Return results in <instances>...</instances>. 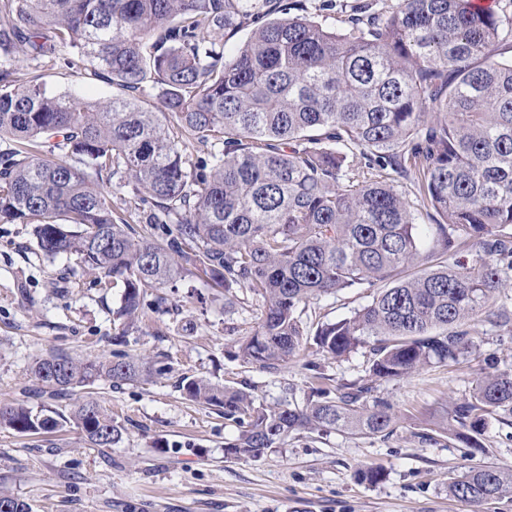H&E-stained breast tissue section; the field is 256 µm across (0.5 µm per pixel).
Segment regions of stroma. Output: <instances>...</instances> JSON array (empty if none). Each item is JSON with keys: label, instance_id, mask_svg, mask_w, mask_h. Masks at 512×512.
<instances>
[{"label": "stroma", "instance_id": "stroma-1", "mask_svg": "<svg viewBox=\"0 0 512 512\" xmlns=\"http://www.w3.org/2000/svg\"><path fill=\"white\" fill-rule=\"evenodd\" d=\"M47 88L106 99L116 90L90 71L50 63ZM233 316L224 292L184 277L149 293L132 330L116 315L121 291L77 256L48 259L33 225L0 223V407L24 402L69 414L74 398L51 397L35 381L36 359L67 354L83 360L128 356L149 363L150 377L99 379L95 397L123 427L122 441L94 447L74 427L21 434L0 425V488L32 512H512V496L474 506L448 494L470 450L448 429L455 403L489 372H512V324L485 326L453 366L434 364L403 379L379 380L375 394L396 415L384 438L331 431L295 432L260 458L227 454L237 422L183 394V377L238 387L249 384L268 406L304 404L313 393L361 382L369 349L339 358L305 350L276 371L238 355L262 309L242 291ZM346 290L311 300L307 324L333 323L366 304ZM484 458L512 470V426L486 421ZM374 468L378 482L361 477Z\"/></svg>", "mask_w": 512, "mask_h": 512}]
</instances>
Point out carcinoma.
Masks as SVG:
<instances>
[{"instance_id":"cac0c4a2","label":"carcinoma","mask_w":512,"mask_h":512,"mask_svg":"<svg viewBox=\"0 0 512 512\" xmlns=\"http://www.w3.org/2000/svg\"><path fill=\"white\" fill-rule=\"evenodd\" d=\"M343 23L298 0H0V222L35 225L48 258L76 254L111 278L127 327L148 291L177 278L223 288L226 311L245 289L262 311L239 354L271 372L306 348L309 301L369 297L315 331L316 352L332 357L373 339L368 378L334 399L267 407L249 385L185 379L190 400L249 419L229 446L239 458L297 431L389 435L392 407L366 405L374 382L456 363L476 324L508 323L497 299L512 290V59L497 50L512 41V0H358ZM21 60L86 63L121 94L52 92ZM391 172L412 179L415 201ZM110 185L141 195L150 233L129 231ZM147 371L67 354L32 367L59 398ZM489 415L512 419V373L485 376L456 404V437L482 450ZM72 422L100 448L123 438L92 399ZM2 424L37 434L59 422L17 403L0 408ZM448 494L512 495V471L479 460ZM0 512L30 506L0 491Z\"/></svg>"}]
</instances>
